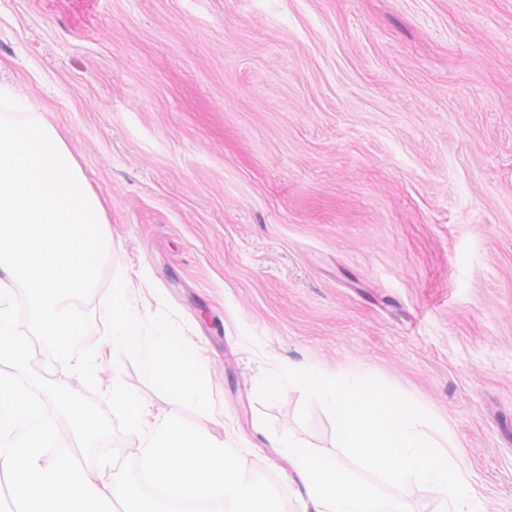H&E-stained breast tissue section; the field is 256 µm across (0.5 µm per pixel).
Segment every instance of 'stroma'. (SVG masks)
Instances as JSON below:
<instances>
[{"label": "stroma", "instance_id": "stroma-1", "mask_svg": "<svg viewBox=\"0 0 512 512\" xmlns=\"http://www.w3.org/2000/svg\"><path fill=\"white\" fill-rule=\"evenodd\" d=\"M0 83L105 206L86 345L143 278L141 328L202 347L206 401L129 356L92 389L40 352L36 372L101 405L125 383L298 512L272 445L333 455L335 425L259 383L358 362L512 512V0H0Z\"/></svg>", "mask_w": 512, "mask_h": 512}]
</instances>
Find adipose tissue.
Segmentation results:
<instances>
[{
  "instance_id": "adipose-tissue-1",
  "label": "adipose tissue",
  "mask_w": 512,
  "mask_h": 512,
  "mask_svg": "<svg viewBox=\"0 0 512 512\" xmlns=\"http://www.w3.org/2000/svg\"><path fill=\"white\" fill-rule=\"evenodd\" d=\"M134 289V283L129 280L112 286L106 306L111 358L136 356L145 372L165 378L175 397H199L194 375L201 369L203 358L198 349L166 323L156 324L149 333H142ZM163 350L171 357L172 371H165L159 358ZM274 448L276 456L288 462V480L297 489L300 512H409L401 498L393 500L388 509H381L371 485L352 478L337 458L314 453L295 438L280 439Z\"/></svg>"
}]
</instances>
